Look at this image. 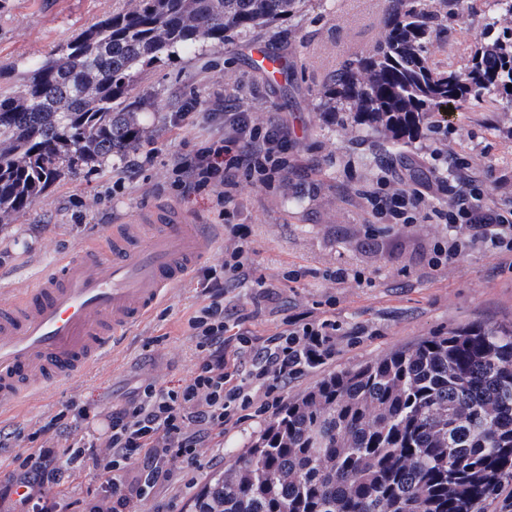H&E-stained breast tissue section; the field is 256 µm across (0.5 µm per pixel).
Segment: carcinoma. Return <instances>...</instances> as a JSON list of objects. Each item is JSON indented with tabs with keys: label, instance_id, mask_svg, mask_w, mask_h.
<instances>
[{
	"label": "carcinoma",
	"instance_id": "carcinoma-1",
	"mask_svg": "<svg viewBox=\"0 0 512 512\" xmlns=\"http://www.w3.org/2000/svg\"><path fill=\"white\" fill-rule=\"evenodd\" d=\"M299 0H126L0 87V216L30 207L65 171L145 139L124 106L163 51L224 42L288 18ZM425 0H391L385 32L348 60L325 110L355 108L406 142L423 118L471 98L512 105V29L484 22L481 61L439 70ZM512 477V327L463 328L331 373L288 401L212 478L193 512H484Z\"/></svg>",
	"mask_w": 512,
	"mask_h": 512
}]
</instances>
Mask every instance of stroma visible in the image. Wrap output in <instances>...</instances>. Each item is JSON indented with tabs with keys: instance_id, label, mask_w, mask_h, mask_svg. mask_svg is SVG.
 <instances>
[{
	"instance_id": "35a3bbf8",
	"label": "stroma",
	"mask_w": 512,
	"mask_h": 512,
	"mask_svg": "<svg viewBox=\"0 0 512 512\" xmlns=\"http://www.w3.org/2000/svg\"><path fill=\"white\" fill-rule=\"evenodd\" d=\"M121 0H0V65L40 58L66 44L80 29L112 10ZM443 21L428 46L432 62L457 70L484 45L479 32L490 0H427ZM389 0H303L287 19L257 28L214 48L207 43L163 58L149 69L129 96L135 117L147 129L143 151L158 150L142 168L134 191L104 199L108 185L122 176L129 159L115 157L91 171L78 167L53 183L24 212L0 223V272L10 287H23L56 256L76 253L103 236L113 223L139 212L169 205L200 224H223L206 195L178 196L169 186L167 165L193 150L202 127L170 132V113L197 100L209 108L214 94L230 96L258 122H275L288 131L290 165L279 186L241 184L236 223L250 225L255 264L277 286V300L254 311V289L233 300L248 314V329L265 336L284 317L313 308L326 310L340 326L336 356L328 365L289 384L284 400L311 389L324 376L375 361L393 350L456 328L512 325V257L476 243L439 271L427 265L430 250L446 230L433 216L396 229L377 219L359 197L363 187L383 176L407 178L401 165L413 148L422 155V175L445 183L440 204L453 194L493 208L512 201V108L473 100L440 120L438 133L421 131L412 142L393 148L387 135L358 125L350 110L325 111L330 76L348 60L364 57L383 36ZM287 57L288 75L255 66L260 54ZM351 275L332 283L330 271ZM299 269L298 281L284 280ZM196 302L188 283L170 289L166 299L127 333L107 361L63 385L24 396L0 410V471L29 446L28 436L69 401L108 411L139 383L158 379L176 384L195 362L187 319ZM265 422L248 417L224 438V459L204 448L196 465L184 468L180 482L159 488L150 512H191L208 478L226 468V456L244 451ZM95 461L80 475L64 479L52 493L64 512H80L98 485Z\"/></svg>"
}]
</instances>
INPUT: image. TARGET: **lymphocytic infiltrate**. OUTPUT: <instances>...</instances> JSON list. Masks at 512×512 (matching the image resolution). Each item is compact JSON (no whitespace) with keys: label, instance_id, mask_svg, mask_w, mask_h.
Here are the masks:
<instances>
[{"label":"lymphocytic infiltrate","instance_id":"f902f5d3","mask_svg":"<svg viewBox=\"0 0 512 512\" xmlns=\"http://www.w3.org/2000/svg\"><path fill=\"white\" fill-rule=\"evenodd\" d=\"M206 119L221 129L216 139L201 141L174 157L171 185L181 195L209 193L229 223L224 254L200 267L190 280L201 305L188 320L196 361L177 384L151 380L138 386L108 413L71 404L45 422L42 441L16 456L15 475L0 484V500L13 501L14 512H60L52 493L64 476L83 467L91 456L87 443L59 446V428L97 425L109 455L99 470V497L83 512H138L155 491L174 479L177 465L195 463L199 449L223 450L224 436L237 426L241 412H276L289 381L327 365L336 356V322L311 312L284 319L270 335L245 329L246 315L226 304L229 290L256 288L255 302L273 301L277 293L259 275L249 232L235 223V191L240 181L270 187L288 171V134L279 124H259L223 98L210 102ZM431 185L389 190L377 181L365 198L377 217L408 224L429 207ZM448 227L434 242L427 265L448 266L474 243L512 254V204L481 211L459 199L455 209L437 210Z\"/></svg>","mask_w":512,"mask_h":512}]
</instances>
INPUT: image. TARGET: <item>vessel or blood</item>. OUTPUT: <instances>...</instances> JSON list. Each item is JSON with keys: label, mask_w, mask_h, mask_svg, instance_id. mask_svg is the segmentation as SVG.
I'll use <instances>...</instances> for the list:
<instances>
[{"label": "vessel or blood", "mask_w": 512, "mask_h": 512, "mask_svg": "<svg viewBox=\"0 0 512 512\" xmlns=\"http://www.w3.org/2000/svg\"><path fill=\"white\" fill-rule=\"evenodd\" d=\"M157 226L113 225L79 256L63 255L0 307V408L29 386L68 380L110 357L126 331L205 255L209 225L177 209L153 211Z\"/></svg>", "instance_id": "vessel-or-blood-1"}]
</instances>
